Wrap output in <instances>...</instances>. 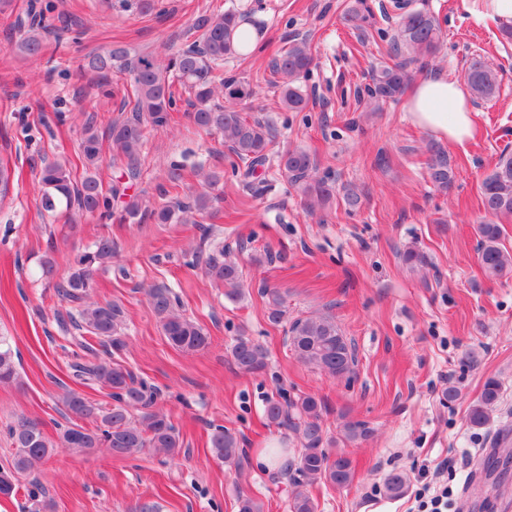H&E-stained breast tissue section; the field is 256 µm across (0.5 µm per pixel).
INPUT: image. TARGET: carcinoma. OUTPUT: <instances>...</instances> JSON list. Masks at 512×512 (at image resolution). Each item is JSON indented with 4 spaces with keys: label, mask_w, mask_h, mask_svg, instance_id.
Returning <instances> with one entry per match:
<instances>
[{
    "label": "carcinoma",
    "mask_w": 512,
    "mask_h": 512,
    "mask_svg": "<svg viewBox=\"0 0 512 512\" xmlns=\"http://www.w3.org/2000/svg\"><path fill=\"white\" fill-rule=\"evenodd\" d=\"M55 5L31 7L27 19L18 26L24 35L14 45L26 58L41 55L44 49L45 14L53 12ZM370 14L365 0H355V6L345 14L350 23H369ZM245 18L235 9L198 20L196 30L200 36L161 59L150 52L133 51L114 45L106 53L88 56L86 69L98 73L103 82L98 84L105 95L112 73L130 77V86L123 89L122 107L130 108L131 116L115 121L106 133H101L95 121L84 124L79 142L78 160L84 175L73 177L72 168L61 163H50L40 171L44 186L42 208L54 212L60 207L87 215H98L106 220L132 224H198L210 214L217 187L223 175L212 171L204 175L209 190L184 199L168 200L151 206L138 196L126 193L117 182L104 189L99 169L104 161L103 139L112 141L113 159L124 164V174L132 181L139 176V161L145 127H165L169 112L184 90L193 106L191 119L204 131H218L224 146L243 164L240 176L248 178L265 165L269 146L274 139V124L270 120H250L237 109L240 101L252 97L255 87L235 76H224V60L249 55L238 52L235 35ZM443 41L436 17L424 8L409 7L400 15L396 34L389 41L390 55L399 61L385 65L372 77L367 87L369 101L380 105L396 100L412 79L408 64L420 58L439 53ZM313 56L307 42L294 40L271 64L277 76L280 101L291 112H301L308 105L307 95L300 88V79L309 72ZM465 80L476 99L492 96L497 87V74L480 60H473ZM279 170L301 192V202L309 214L324 208L333 198L334 183L327 175L314 176L316 164L309 153L300 149H285L279 155ZM429 180L446 189L454 181V172L447 153L440 148L430 149L427 165ZM481 204L484 216L476 231L479 237L478 254L481 269L489 279L499 278L512 271V252L501 244L502 227L497 219L512 216V156L503 153L494 169L481 184ZM191 265L202 266L204 273L217 285L224 287V296L236 302L244 294L243 273L232 260L224 243L219 242L201 252H189ZM114 243L112 237L100 236L88 250L76 256L65 275L56 277L53 260L45 256L41 263L42 276L53 283L61 300L75 305V312L58 316L64 332L76 331L72 339L77 347L69 364L70 377L76 384L106 389L112 403L103 405L70 389L62 399L65 410L75 417L53 440L41 424L21 418L6 430L10 444L15 448L13 469L0 471V494L15 491V474L31 472L55 455L60 448L88 452L107 448L117 457L130 456L143 448H158L168 455L180 454L183 441L170 418L154 407V388L132 370L112 357L122 351L125 311L116 303L102 304L90 301L93 278L97 269L112 263ZM267 299L268 320L280 324L285 320L284 292L267 285L261 288ZM151 311L161 326L168 343L182 352H196L209 344L203 328L186 317L179 309V298L171 288L154 285L147 291ZM287 343L303 364L319 369L336 378L350 377L356 362L354 346L336 321L326 315H309L294 319L287 329ZM109 347L107 357L98 355L96 346ZM231 357L242 371L260 374L268 367V353L263 345L240 335L231 348ZM17 381L14 352L4 337L0 338V383ZM503 397L500 380H485L480 396L467 411L470 428L480 430L491 420ZM328 411L323 399L313 395L291 397L284 390L267 400V420L298 434L300 448L284 461L277 471L279 478L292 486L289 512H318L319 504L308 493L307 487L327 483L333 487H347L355 477L352 460L343 453L328 451L332 440L323 426V414ZM370 433L366 424L348 422L342 429L345 441L355 443ZM211 452L216 459L227 464L239 462L244 449L236 434L219 426L210 435ZM409 478L401 471L387 475L385 491L392 497L406 492ZM32 512H52L53 503L39 484L27 488Z\"/></svg>",
    "instance_id": "1"
}]
</instances>
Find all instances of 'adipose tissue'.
Segmentation results:
<instances>
[{
  "label": "adipose tissue",
  "instance_id": "adipose-tissue-1",
  "mask_svg": "<svg viewBox=\"0 0 512 512\" xmlns=\"http://www.w3.org/2000/svg\"><path fill=\"white\" fill-rule=\"evenodd\" d=\"M412 122L438 139L460 144L474 133V112L465 86L436 74L419 82L405 102Z\"/></svg>",
  "mask_w": 512,
  "mask_h": 512
}]
</instances>
